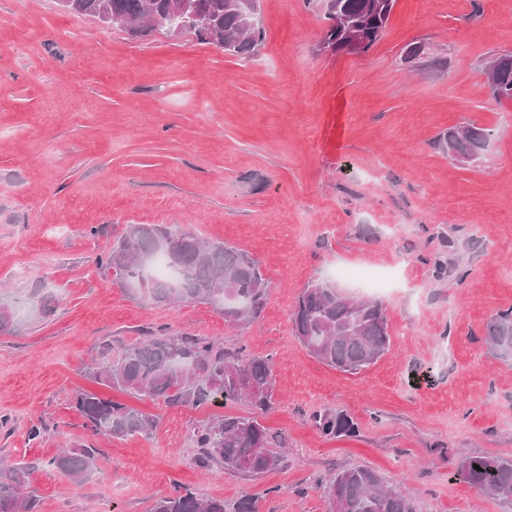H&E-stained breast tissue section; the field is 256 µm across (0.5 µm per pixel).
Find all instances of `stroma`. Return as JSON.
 I'll return each mask as SVG.
<instances>
[{
  "label": "stroma",
  "instance_id": "35a3bbf8",
  "mask_svg": "<svg viewBox=\"0 0 512 512\" xmlns=\"http://www.w3.org/2000/svg\"><path fill=\"white\" fill-rule=\"evenodd\" d=\"M266 40L237 58L189 33L134 38L63 12L59 0H0V300L20 322L0 334V462L25 463L39 512H150L176 485L260 512H328L323 482L367 467L415 512H512L459 479L462 458L512 457V363L484 341L512 307V102L483 67L512 51V0H397L363 54L319 51L327 23L306 0H263ZM440 67L403 62L415 44ZM490 130L461 166L439 139ZM131 224H178L250 254L266 304L240 325L206 303L161 305L98 259ZM448 275L436 278V259ZM332 281L377 299L388 351L357 374L314 358L292 329L303 289ZM53 309L32 317L33 294ZM168 329L274 363L283 467L249 479L195 464L191 432L249 406L182 407L106 395L158 416L156 432L92 435L71 403L103 338ZM330 408L359 426L329 439ZM40 426V441L28 440ZM99 448L74 481L48 467L73 442Z\"/></svg>",
  "mask_w": 512,
  "mask_h": 512
}]
</instances>
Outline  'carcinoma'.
I'll use <instances>...</instances> for the list:
<instances>
[{
  "instance_id": "obj_1",
  "label": "carcinoma",
  "mask_w": 512,
  "mask_h": 512,
  "mask_svg": "<svg viewBox=\"0 0 512 512\" xmlns=\"http://www.w3.org/2000/svg\"><path fill=\"white\" fill-rule=\"evenodd\" d=\"M230 0H195L197 14L206 24H190L197 40L225 53L252 58L266 38L262 24L241 25L229 8ZM396 0H338L339 17L328 21L320 43L324 51L347 47L343 27L360 30L361 52L369 51L387 28ZM170 0H75L72 14L98 21L117 17L129 21L133 37L166 28ZM492 97L512 101V52L496 54L486 67ZM485 128L467 124L448 131V157L478 161L488 142ZM116 279L156 303L181 305L208 303L231 323L258 316L267 298V282L256 260L245 251L219 241L203 242L178 224H131L108 254L99 258ZM299 341L320 362L340 371L358 373L381 358L390 337L382 305L362 300L350 305L336 287L313 282L300 295L292 318ZM15 312L0 303V334L15 332ZM488 347L501 359L512 360V308L499 311L488 323ZM96 358L89 375L94 382L141 399H161L169 405L201 407L219 400H245L250 416L212 415L193 431L199 468L222 466L256 479L283 466L279 440L260 422L259 413L271 406L274 374L268 357L246 358L242 351L227 352L200 336L171 331L151 332L115 350L112 341L96 344ZM75 408L95 435L118 438L149 435L154 416L129 405L82 391ZM318 431L330 438L352 437L358 424L335 409L313 415ZM99 449L78 443L53 456L48 465L58 473L82 480L96 469ZM461 479L501 503L512 505V458L472 456L459 466ZM26 468L10 469L8 481L0 480V512H37V495L27 490ZM326 488L336 512H414L411 499L388 486L374 470L354 467L327 477ZM151 512H227L224 500L206 497L177 486L156 500Z\"/></svg>"
}]
</instances>
